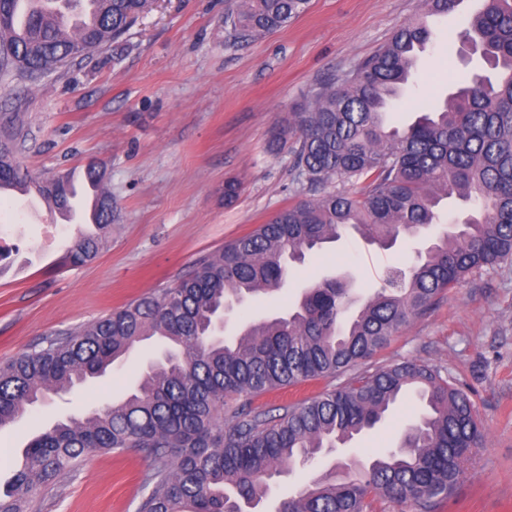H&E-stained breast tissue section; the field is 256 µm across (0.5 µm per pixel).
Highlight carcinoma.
<instances>
[{"label":"carcinoma","instance_id":"carcinoma-1","mask_svg":"<svg viewBox=\"0 0 512 512\" xmlns=\"http://www.w3.org/2000/svg\"><path fill=\"white\" fill-rule=\"evenodd\" d=\"M18 0H0V79L38 80L61 63L118 39L154 0H34L40 7L16 25ZM461 0H425L427 13H454ZM309 0H228L226 20L239 39L277 30L302 15ZM479 54L482 68L463 73L438 102L418 105L415 120L387 125L390 101L412 79L417 52L432 40L413 19L353 74L325 84L290 113L275 135L295 139L294 168L306 197L266 223L199 259L193 271L46 345L0 365V428L49 394L67 395L123 361L140 342L159 336L178 347L151 366L123 401L58 421L30 439L24 462L0 495V512H24L38 490L74 470L91 449L146 453L137 512H246L270 480L326 448L346 444L379 423L415 388L428 411L410 427L402 448L343 480L321 479L279 501L275 512H373L374 497L438 512L482 443L468 395L423 364L403 362L363 374L267 417L250 400L271 390L334 377L374 358L410 320L471 272L512 255V0H482L456 35ZM18 137L0 145V184L25 191L13 163ZM84 178L101 188L97 234L78 233L66 260L91 262L112 222V193L99 169ZM361 185L357 195L332 185ZM61 215L75 197L70 177L37 186ZM445 199L470 206L418 255L396 269L349 316L348 289L327 278L305 290L294 310L250 322L232 339L218 334L226 303L279 288L286 260L334 242L352 229L382 246L400 233L437 223ZM244 399L224 421L229 399Z\"/></svg>","mask_w":512,"mask_h":512}]
</instances>
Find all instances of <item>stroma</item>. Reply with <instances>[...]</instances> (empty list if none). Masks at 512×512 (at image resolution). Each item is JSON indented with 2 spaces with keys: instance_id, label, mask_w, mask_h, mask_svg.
Returning a JSON list of instances; mask_svg holds the SVG:
<instances>
[{
  "instance_id": "35a3bbf8",
  "label": "stroma",
  "mask_w": 512,
  "mask_h": 512,
  "mask_svg": "<svg viewBox=\"0 0 512 512\" xmlns=\"http://www.w3.org/2000/svg\"><path fill=\"white\" fill-rule=\"evenodd\" d=\"M470 0L446 17L427 14L424 0H310L308 10L255 40H236L224 0H155L117 41L69 61L38 82L0 85V113L18 115L26 138L15 155L33 178L82 173L108 161L112 228L89 265L65 262L76 226L49 206L28 210L21 196L0 194V364L43 345L189 274L204 255L265 223L303 195L291 144L271 142L293 108L330 79L353 71L404 22L426 20L433 43L421 53L412 82L392 104L398 122L415 117L420 96L444 95L478 62L449 32L466 28ZM241 192L224 202V183ZM429 235L390 249L348 237L290 264L283 288L227 315L224 333L246 320L287 310L304 288L342 276L369 295L389 272L405 267ZM163 349L148 341L104 376L72 395H54L0 429V490L39 430L123 397ZM403 361L437 369L464 390L481 422L483 442L442 512H512V256L474 271L414 317L372 360L349 374L267 392L253 407L275 415L346 382ZM419 403L407 398L387 417L311 465L276 479L264 505L350 459L397 448L415 423ZM144 452L92 450L78 468L42 489L30 512H136Z\"/></svg>"
}]
</instances>
